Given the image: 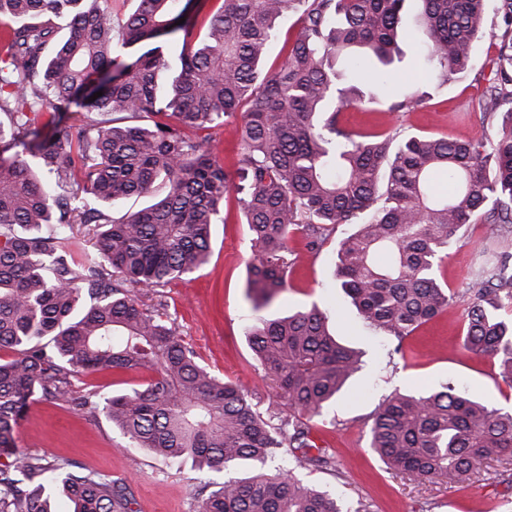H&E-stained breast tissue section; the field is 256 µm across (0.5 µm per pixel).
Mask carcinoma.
I'll return each instance as SVG.
<instances>
[{"mask_svg": "<svg viewBox=\"0 0 512 512\" xmlns=\"http://www.w3.org/2000/svg\"><path fill=\"white\" fill-rule=\"evenodd\" d=\"M0 0V512H134L124 483L64 458L19 451V421L40 399L102 416L129 445L178 467L251 475L224 481L201 512H344L293 468L258 470L286 446L297 467H328L311 440L321 415L363 369L361 353L312 306L267 318L287 285L289 243L305 227L316 248L354 224L336 250L341 288L362 323L403 341L449 304L436 270L474 222L512 224V0H418L420 50L441 82L464 73L475 43L497 50L482 98L501 118L485 145L393 132L355 136L342 108L360 103L367 58L390 78L409 37L406 0H222L199 19L192 0ZM499 21L487 24L488 14ZM297 32L274 69L264 62L279 22ZM184 23L177 24L178 20ZM341 60L343 69L336 68ZM103 95L90 100L96 92ZM423 95L388 98L410 112ZM80 115L79 123L59 117ZM241 117L232 166L218 149ZM448 175L449 188L432 177ZM153 196L112 216L117 205ZM235 198L253 252L247 340L288 413L266 419L238 384L201 363L133 288H162L206 265L212 226ZM466 346L512 382V237L474 272ZM144 381L103 392L90 373ZM370 449L388 466L462 484L483 460L512 456V413L446 382L396 391L375 410Z\"/></svg>", "mask_w": 512, "mask_h": 512, "instance_id": "obj_1", "label": "carcinoma"}]
</instances>
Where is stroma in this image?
Returning a JSON list of instances; mask_svg holds the SVG:
<instances>
[{
    "label": "stroma",
    "mask_w": 512,
    "mask_h": 512,
    "mask_svg": "<svg viewBox=\"0 0 512 512\" xmlns=\"http://www.w3.org/2000/svg\"><path fill=\"white\" fill-rule=\"evenodd\" d=\"M402 63L394 73L405 89L428 92L411 112H391L383 99L352 104L340 115L347 129L369 134L453 137L490 142L495 128L484 118L481 99L491 75L494 48L478 41L463 78L438 85L415 43H401ZM353 230L337 225L316 250L302 233H293L288 260L291 272L265 315H283L311 306L329 309L330 326L341 343L364 351L366 366L336 402L310 421L311 438L331 449L332 469L306 466L295 476L309 487L338 497L347 512H512V457L483 461L462 484L443 477L418 478L387 468L369 448V429L378 405L394 391L423 392L451 381L490 407L512 411V384L498 374L486 356L464 344L466 302L475 282L472 271L487 258L500 228L469 225L452 245L438 277L452 300L438 317L419 327L395 354L386 336L365 327L339 285L333 255ZM212 256L204 267L163 288H140L138 301L148 309L164 306L178 336L201 363L224 379L241 384L264 417L284 411V400L272 377L256 361L245 331L254 315L246 297L247 264L251 259L249 229L236 202L224 208V220L212 227ZM18 448L26 453L61 456L79 467L126 479L136 512H199L203 494L219 489L224 474L177 468L140 448L128 447L118 430L103 420L91 421L71 407L52 400L34 404L16 430Z\"/></svg>",
    "instance_id": "stroma-1"
}]
</instances>
